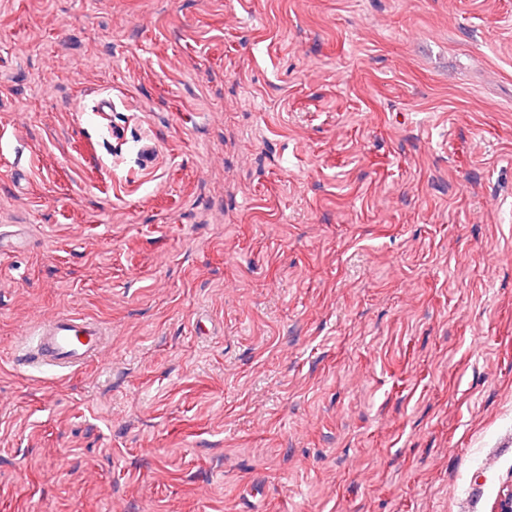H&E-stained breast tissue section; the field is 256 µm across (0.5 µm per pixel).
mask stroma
Segmentation results:
<instances>
[{
    "label": "stroma",
    "instance_id": "obj_1",
    "mask_svg": "<svg viewBox=\"0 0 512 512\" xmlns=\"http://www.w3.org/2000/svg\"><path fill=\"white\" fill-rule=\"evenodd\" d=\"M1 232L0 512H491L512 477V0H0ZM55 313L107 361L17 370ZM125 106L122 99H115L112 94L101 93L91 100V103L84 107L80 112H91L94 128L100 129L107 136L118 140L121 139V131L112 127L111 113L118 112Z\"/></svg>",
    "mask_w": 512,
    "mask_h": 512
}]
</instances>
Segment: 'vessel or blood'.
<instances>
[{
  "label": "vessel or blood",
  "instance_id": "vessel-or-blood-1",
  "mask_svg": "<svg viewBox=\"0 0 512 512\" xmlns=\"http://www.w3.org/2000/svg\"><path fill=\"white\" fill-rule=\"evenodd\" d=\"M123 100L99 94L88 104L95 128L112 138L120 131L111 123L112 112L123 107ZM106 327L97 320L77 314H57L37 327L24 330L21 347L11 354L16 366L28 370H48L67 377L101 362Z\"/></svg>",
  "mask_w": 512,
  "mask_h": 512
}]
</instances>
